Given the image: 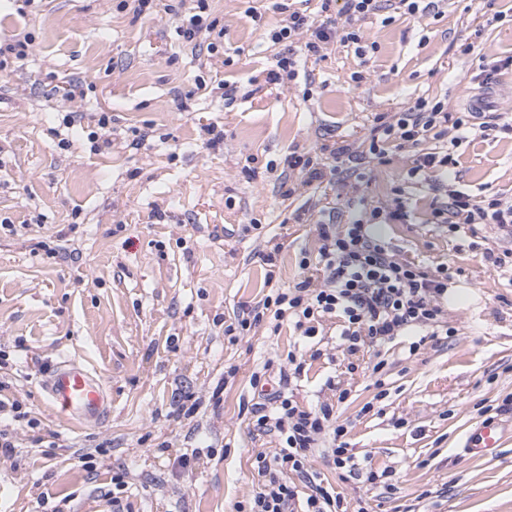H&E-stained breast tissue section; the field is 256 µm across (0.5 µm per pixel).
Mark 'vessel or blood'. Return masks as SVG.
Segmentation results:
<instances>
[{"instance_id": "vessel-or-blood-1", "label": "vessel or blood", "mask_w": 512, "mask_h": 512, "mask_svg": "<svg viewBox=\"0 0 512 512\" xmlns=\"http://www.w3.org/2000/svg\"><path fill=\"white\" fill-rule=\"evenodd\" d=\"M47 401L68 420L81 425L103 424L112 411L104 380L83 362L57 361L41 381ZM501 444L497 422L480 424L466 437L467 450L477 456L492 454Z\"/></svg>"}]
</instances>
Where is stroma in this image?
Masks as SVG:
<instances>
[{
	"mask_svg": "<svg viewBox=\"0 0 512 512\" xmlns=\"http://www.w3.org/2000/svg\"><path fill=\"white\" fill-rule=\"evenodd\" d=\"M117 3L0 0V43L32 38L28 61L0 79V398L22 411L0 421L15 444L0 454V512H80L116 495L124 512H236L257 486L256 454L277 448L252 433L250 376L291 353L306 362L294 400L314 406L347 390L335 404L350 448L362 467L389 473L372 486L314 458L349 512H512V267L482 258L512 250V234L429 223L428 199L406 182L408 151L360 164L357 179L327 155L313 184L288 165L295 152L360 144L375 114L420 97L470 108L481 66L512 56V0L373 16L361 31L377 51L329 47L306 66L314 83L276 86L266 81L278 51L269 0H209L224 28L212 52L177 34L193 0H160L138 18ZM70 112L80 124L61 128ZM100 112L112 117L103 129ZM210 124L224 131L214 146ZM455 153L472 194L512 196V139L473 136ZM401 183L418 206L382 233L399 258L454 268L448 289L467 298L444 304L445 335L417 354L404 342L382 348L385 396L368 352L349 353L337 323L310 338L286 325L226 334L241 308L300 280L302 252L323 244L321 221L356 197L386 204ZM276 245L270 280L259 255ZM61 357L102 372L112 394L103 426L74 427L47 404L41 378ZM488 419L504 440L478 459L462 443Z\"/></svg>",
	"mask_w": 512,
	"mask_h": 512,
	"instance_id": "1",
	"label": "stroma"
}]
</instances>
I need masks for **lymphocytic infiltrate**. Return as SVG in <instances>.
<instances>
[{"mask_svg":"<svg viewBox=\"0 0 512 512\" xmlns=\"http://www.w3.org/2000/svg\"><path fill=\"white\" fill-rule=\"evenodd\" d=\"M333 2L321 0L320 12L314 15L291 8L288 0H274L272 8L280 19L269 34L271 42L278 45L298 40L302 46L296 53L287 50L274 55L267 73L269 83L278 85L284 78L296 77L300 61L323 59L334 42L354 47L357 55L366 54L358 24L375 14L378 0H344L346 25L342 28L321 18ZM475 131L512 137V117L501 112H452L444 101L421 98L403 111L376 114L361 152L341 146L330 154L349 162H382L390 149H411L414 160L407 172L409 179L436 192L447 183L456 160L447 151H423V144L447 137L457 146L464 135ZM392 194L390 203L383 206L353 204L352 215L341 230L321 224L324 245L319 256L303 258L301 265L321 266L322 283L306 276L292 287L272 289L262 303L238 318V332L250 331L264 321L277 331L289 322L302 336L310 337L322 318L335 317L342 324L348 351L354 353L360 344L382 347L406 332L437 325L442 317L441 300L448 294L449 272L444 267L428 272L398 259L378 235L377 225L404 224L411 216L402 188L393 187ZM429 209L433 224L512 226V201L498 192L474 196L452 189L447 202L431 200ZM304 370V364L292 356L287 366L276 368L268 362L251 377L256 388L265 387L270 377L278 379V390L252 407L251 425L258 434L276 437L280 448L272 457L262 452L256 455L258 488L240 512H293L297 502L302 512H343L342 498L320 472L312 470L310 462L319 456L332 469L351 474L360 467L345 442L347 429L338 423L333 404L305 407L286 394L292 377ZM292 473L305 484L306 497H299L289 482Z\"/></svg>","mask_w":512,"mask_h":512,"instance_id":"lymphocytic-infiltrate-1","label":"lymphocytic infiltrate"}]
</instances>
